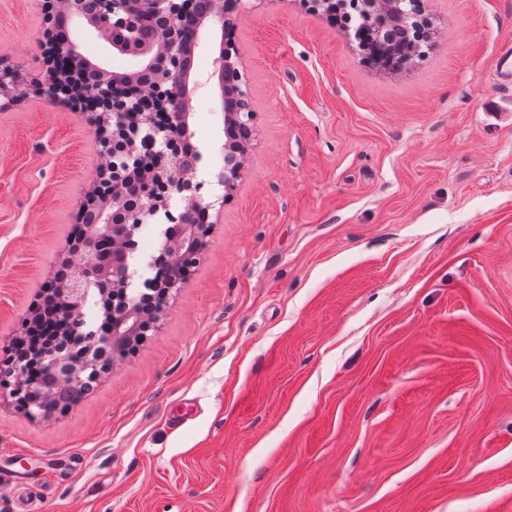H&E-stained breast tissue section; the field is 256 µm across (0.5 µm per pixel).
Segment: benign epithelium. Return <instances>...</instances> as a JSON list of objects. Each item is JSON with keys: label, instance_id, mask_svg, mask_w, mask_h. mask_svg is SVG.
Segmentation results:
<instances>
[{"label": "benign epithelium", "instance_id": "obj_1", "mask_svg": "<svg viewBox=\"0 0 512 512\" xmlns=\"http://www.w3.org/2000/svg\"><path fill=\"white\" fill-rule=\"evenodd\" d=\"M60 4L61 0H43L46 35L55 28ZM193 8V0H94V18L89 25L98 34L111 33L106 43L112 52L137 60V69L130 73H113L84 58L68 39H48V69L41 90L51 99H64L86 112L100 146L98 180L116 189L135 183L134 175H142L136 187L140 203L124 217L100 204L104 196L100 188L94 186L85 193L78 210L99 206V224L90 229L82 241L83 261L78 266L79 275L64 289L70 300H82L85 283L120 280L119 271L126 264L127 253L116 249L109 258L101 259L97 242L102 237L126 240L132 235V225L144 224L160 213L177 229L164 246L180 244L188 236L195 238L198 245L207 237L208 230L186 222V213L209 210L201 194L203 184L195 181L193 173L178 172L172 165V159L190 143L188 120L198 87L190 83L186 61L195 53L199 37H194L190 43L184 40L185 23L196 22ZM154 16L165 17L171 24L159 41L145 43L139 39V28ZM215 51L214 69L209 79L215 80L220 100L231 97L238 100V107L225 116L242 135V153L245 154L253 136L254 112L239 54L230 37L220 38ZM84 68L99 71L103 78L93 89L78 94L75 85ZM24 89L22 75L1 62L0 100L18 102L24 96ZM239 174L238 168L222 170L223 200L233 196ZM173 191L183 194L184 205L176 213L170 210ZM153 329V325H141L135 306L129 305L121 318L112 319V332L101 336L100 342L105 347H114L112 361L115 362L124 357L115 349L122 337L144 339ZM51 373L74 391H81V374L66 358H56L51 364ZM30 392L32 389L25 387L19 378L12 387L0 389V406H16L19 398Z\"/></svg>", "mask_w": 512, "mask_h": 512}]
</instances>
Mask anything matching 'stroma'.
I'll use <instances>...</instances> for the list:
<instances>
[{
	"label": "stroma",
	"instance_id": "obj_1",
	"mask_svg": "<svg viewBox=\"0 0 512 512\" xmlns=\"http://www.w3.org/2000/svg\"><path fill=\"white\" fill-rule=\"evenodd\" d=\"M425 55L365 65L309 0L232 17L254 134L223 200L200 35L192 126L213 226L148 336L66 413L0 407V512H512V0H425ZM42 0H0V359L97 180L83 112L37 88ZM70 36L112 71L86 25ZM25 81L21 74L4 62L0 63V102L1 99L18 102L24 96Z\"/></svg>",
	"mask_w": 512,
	"mask_h": 512
}]
</instances>
